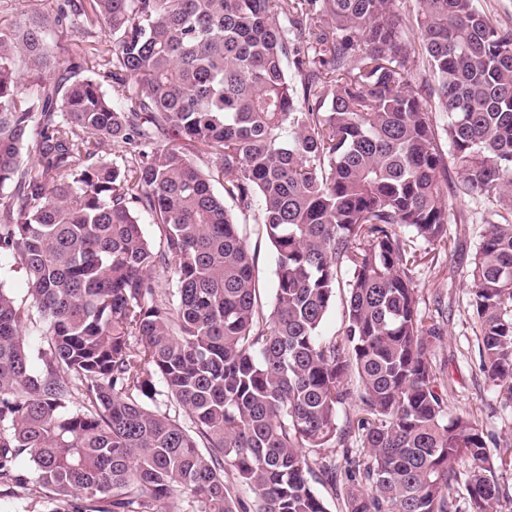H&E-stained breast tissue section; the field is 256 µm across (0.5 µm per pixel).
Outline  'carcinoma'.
<instances>
[{"label": "carcinoma", "instance_id": "obj_1", "mask_svg": "<svg viewBox=\"0 0 512 512\" xmlns=\"http://www.w3.org/2000/svg\"><path fill=\"white\" fill-rule=\"evenodd\" d=\"M391 4L59 0L0 20V258L31 298L0 286V501L329 512L318 479L345 512H452L462 478L469 512H499L496 438L450 413L412 270L421 242L453 251L451 196L512 207V30L474 0ZM96 28L104 58L62 44ZM98 57L110 95L81 76ZM215 182L258 209L268 314ZM466 278L479 368L512 405L511 223L487 224ZM341 286L339 342L321 326ZM336 447L339 486L336 456L305 452Z\"/></svg>", "mask_w": 512, "mask_h": 512}]
</instances>
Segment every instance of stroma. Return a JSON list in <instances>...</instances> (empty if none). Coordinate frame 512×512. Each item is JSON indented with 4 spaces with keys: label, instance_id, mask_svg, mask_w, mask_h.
Masks as SVG:
<instances>
[{
    "label": "stroma",
    "instance_id": "obj_1",
    "mask_svg": "<svg viewBox=\"0 0 512 512\" xmlns=\"http://www.w3.org/2000/svg\"><path fill=\"white\" fill-rule=\"evenodd\" d=\"M503 213L512 222V210L478 196L452 200L448 236L456 242L447 252L422 246L421 259L412 272L420 291V312L427 318H445L446 334L434 351L435 364L446 366L451 376L448 406L454 414H472L487 432L512 445V408L503 407L495 388L479 370L477 338L469 307L466 269L481 240L488 220ZM242 234L257 247V261L264 280L262 302L271 307L273 299L274 252L258 237V226L250 212H237Z\"/></svg>",
    "mask_w": 512,
    "mask_h": 512
}]
</instances>
